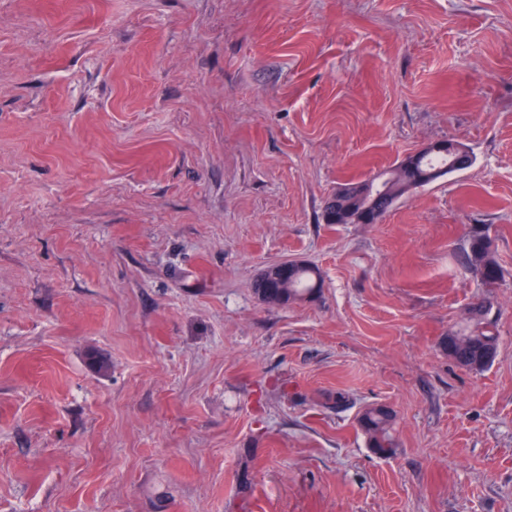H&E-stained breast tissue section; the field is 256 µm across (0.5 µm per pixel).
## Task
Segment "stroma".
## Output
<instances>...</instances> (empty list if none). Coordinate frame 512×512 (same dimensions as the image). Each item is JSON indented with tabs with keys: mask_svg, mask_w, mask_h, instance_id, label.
Listing matches in <instances>:
<instances>
[{
	"mask_svg": "<svg viewBox=\"0 0 512 512\" xmlns=\"http://www.w3.org/2000/svg\"><path fill=\"white\" fill-rule=\"evenodd\" d=\"M440 140L472 165L323 223ZM287 260L320 290L262 301ZM0 512H512V0H0ZM463 263L479 271L484 285L498 284L502 279L500 267L495 258L494 240L485 227L475 226L466 240ZM492 308L490 297L485 294L476 296L468 308L466 323L442 338L440 347L458 367L480 372L495 361L499 339L490 329L492 321L488 316ZM394 420L395 415L391 409L378 405L365 407L358 418L369 447L379 456L391 457L397 451L398 442L393 434Z\"/></svg>",
	"mask_w": 512,
	"mask_h": 512,
	"instance_id": "1",
	"label": "stroma"
}]
</instances>
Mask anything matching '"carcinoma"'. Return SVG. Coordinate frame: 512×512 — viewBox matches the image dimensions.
Wrapping results in <instances>:
<instances>
[{
	"label": "carcinoma",
	"mask_w": 512,
	"mask_h": 512,
	"mask_svg": "<svg viewBox=\"0 0 512 512\" xmlns=\"http://www.w3.org/2000/svg\"><path fill=\"white\" fill-rule=\"evenodd\" d=\"M465 159L466 163L457 166L452 159L424 149L401 160L385 174L386 191L378 201L370 202L368 194L373 180L349 183L345 191L336 193L325 201L322 220L326 224H353L360 218L372 222L383 217L411 190L469 167L472 158L467 155ZM463 263L479 271L486 286L496 285L502 279L495 258L494 240L482 226H476L470 231L463 251ZM320 287V271L301 262L289 266L288 274L277 281H269L263 277L257 279L254 290L265 302L285 305L305 299ZM492 308L490 297L485 294L476 296L468 308L466 323L442 338L440 347L447 351L448 358L458 367L480 372L495 361L499 339L490 329L489 314ZM394 420L395 415L391 409L378 405L365 407L358 418L369 447L379 456L391 457L397 451L398 442L393 434Z\"/></svg>",
	"instance_id": "1"
}]
</instances>
